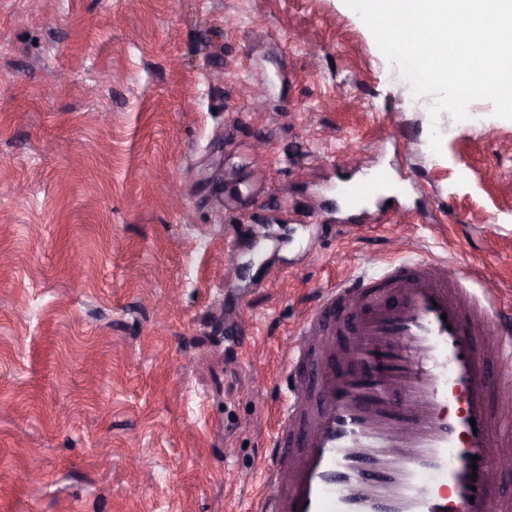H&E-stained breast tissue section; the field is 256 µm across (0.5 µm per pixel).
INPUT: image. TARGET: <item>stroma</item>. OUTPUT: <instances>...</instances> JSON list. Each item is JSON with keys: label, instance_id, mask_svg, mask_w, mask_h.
<instances>
[{"label": "stroma", "instance_id": "35a3bbf8", "mask_svg": "<svg viewBox=\"0 0 512 512\" xmlns=\"http://www.w3.org/2000/svg\"><path fill=\"white\" fill-rule=\"evenodd\" d=\"M432 102L342 0H0V512H251L283 344L399 230L343 181L512 308V120ZM386 191L388 196L385 201L392 200V208L390 212L391 220L396 222L400 219L406 222L415 223L416 215L412 210L402 206L399 203V189L396 186L387 184L386 176L383 172H376L372 179L361 184H345L341 188V193L345 198L346 205L349 209L354 210L359 205L360 198L378 194ZM397 203L396 205L394 203Z\"/></svg>", "mask_w": 512, "mask_h": 512}]
</instances>
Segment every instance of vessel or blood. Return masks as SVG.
<instances>
[{
  "instance_id": "b4317fda",
  "label": "vessel or blood",
  "mask_w": 512,
  "mask_h": 512,
  "mask_svg": "<svg viewBox=\"0 0 512 512\" xmlns=\"http://www.w3.org/2000/svg\"><path fill=\"white\" fill-rule=\"evenodd\" d=\"M383 191L414 222L384 173L341 188L352 210ZM485 282L407 257L323 289L293 334L255 512H512L489 481L512 446L491 401L512 381V316Z\"/></svg>"
}]
</instances>
